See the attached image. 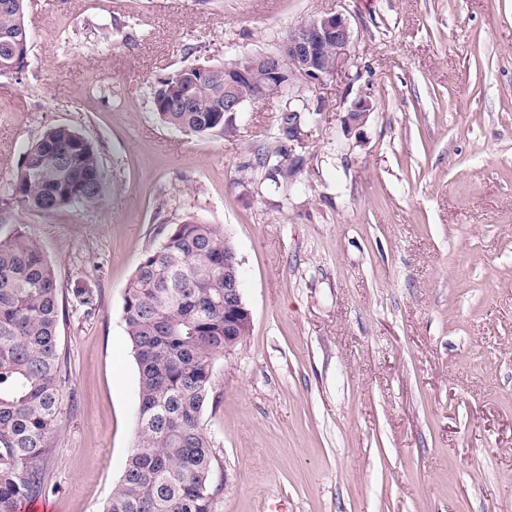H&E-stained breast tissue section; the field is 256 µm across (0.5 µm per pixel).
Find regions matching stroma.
<instances>
[{
    "label": "stroma",
    "mask_w": 512,
    "mask_h": 512,
    "mask_svg": "<svg viewBox=\"0 0 512 512\" xmlns=\"http://www.w3.org/2000/svg\"><path fill=\"white\" fill-rule=\"evenodd\" d=\"M327 13L345 73L300 86L304 162L269 188L280 93L226 132L153 107L160 79L277 51ZM0 76V200L48 128L97 148L108 198L14 211L60 284L55 490L25 512H101L135 444L126 287L172 225L235 246L248 336L214 364V512H512V0H29ZM374 109L346 132L351 102ZM91 289L94 311L75 297Z\"/></svg>",
    "instance_id": "35a3bbf8"
}]
</instances>
